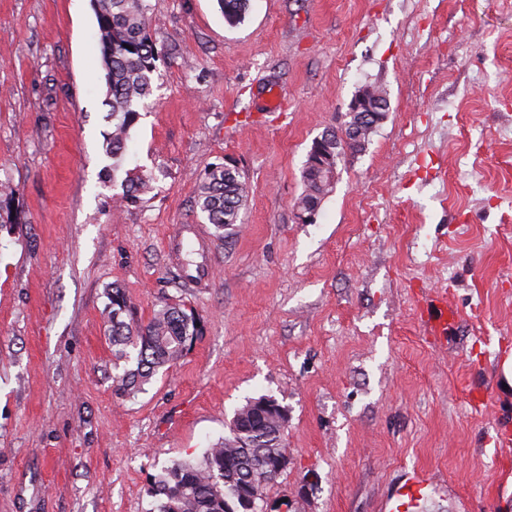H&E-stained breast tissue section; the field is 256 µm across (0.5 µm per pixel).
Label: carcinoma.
<instances>
[{"label":"carcinoma","instance_id":"obj_1","mask_svg":"<svg viewBox=\"0 0 512 512\" xmlns=\"http://www.w3.org/2000/svg\"><path fill=\"white\" fill-rule=\"evenodd\" d=\"M231 26L245 17L249 0H218ZM98 27V48L104 71L108 119L112 121L109 153L112 172L120 168L135 123L137 105L150 95L156 61L161 56L148 33L147 0H91ZM304 192L299 208L321 202L330 192L334 175L326 170H303ZM120 201L140 200L147 181L124 180ZM248 196L239 172L222 164L210 166L199 185L196 205L219 235L236 224ZM104 316L112 336L114 393L120 397L144 389L159 370L182 358L201 332L197 318L179 302H163L151 318L137 319L124 290L107 293ZM255 401L239 408L229 434L209 448L201 464L174 461L154 478L149 493L154 512H239L245 497L264 494L265 486L282 472L288 458L281 436L284 428L272 419L252 415Z\"/></svg>","mask_w":512,"mask_h":512}]
</instances>
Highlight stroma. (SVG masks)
<instances>
[{
    "instance_id": "35a3bbf8",
    "label": "stroma",
    "mask_w": 512,
    "mask_h": 512,
    "mask_svg": "<svg viewBox=\"0 0 512 512\" xmlns=\"http://www.w3.org/2000/svg\"><path fill=\"white\" fill-rule=\"evenodd\" d=\"M147 2L166 55L122 167L151 190L120 207L90 0H0V512H153L152 478L262 396L288 410L268 512H382L419 471L425 512H512L490 441L512 423V0H250L235 26L217 0ZM364 85L389 110L301 223L307 152ZM227 160L248 200L187 251ZM115 285L141 318L180 299L202 326L125 399L101 319ZM434 294L459 312L440 341L419 317Z\"/></svg>"
}]
</instances>
